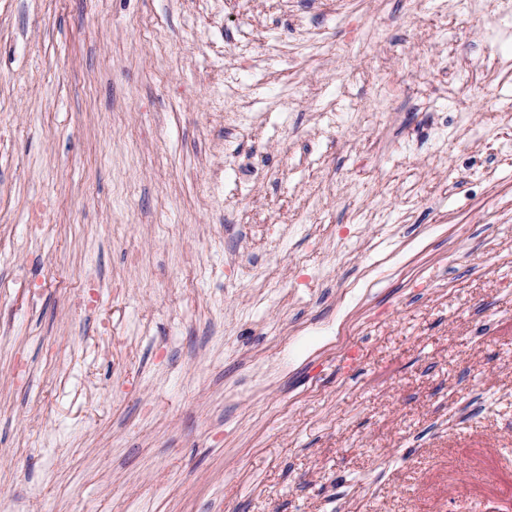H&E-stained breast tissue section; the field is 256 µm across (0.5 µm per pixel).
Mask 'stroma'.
I'll return each instance as SVG.
<instances>
[{
	"instance_id": "obj_1",
	"label": "stroma",
	"mask_w": 512,
	"mask_h": 512,
	"mask_svg": "<svg viewBox=\"0 0 512 512\" xmlns=\"http://www.w3.org/2000/svg\"><path fill=\"white\" fill-rule=\"evenodd\" d=\"M512 512V0H0V512Z\"/></svg>"
}]
</instances>
